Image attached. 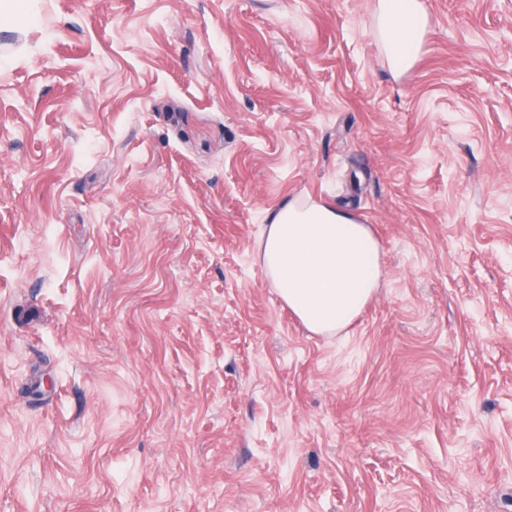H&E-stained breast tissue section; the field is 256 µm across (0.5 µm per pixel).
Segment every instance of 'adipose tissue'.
Returning a JSON list of instances; mask_svg holds the SVG:
<instances>
[{
	"mask_svg": "<svg viewBox=\"0 0 512 512\" xmlns=\"http://www.w3.org/2000/svg\"><path fill=\"white\" fill-rule=\"evenodd\" d=\"M377 23L394 71L417 58L426 16L420 0H378ZM379 244L352 214L320 203L281 204L259 256L279 299L318 335L346 328L379 288Z\"/></svg>",
	"mask_w": 512,
	"mask_h": 512,
	"instance_id": "ef3b65f1",
	"label": "adipose tissue"
}]
</instances>
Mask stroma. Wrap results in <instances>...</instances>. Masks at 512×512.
I'll list each match as a JSON object with an SVG mask.
<instances>
[{
  "label": "stroma",
  "instance_id": "obj_1",
  "mask_svg": "<svg viewBox=\"0 0 512 512\" xmlns=\"http://www.w3.org/2000/svg\"><path fill=\"white\" fill-rule=\"evenodd\" d=\"M0 0V512H512V0ZM349 211L309 333L259 258ZM377 23L393 70L407 69L418 56L426 26L420 0H379ZM379 244L367 224L320 203L281 204L259 256L279 299L318 335L346 328L380 287Z\"/></svg>",
  "mask_w": 512,
  "mask_h": 512
}]
</instances>
